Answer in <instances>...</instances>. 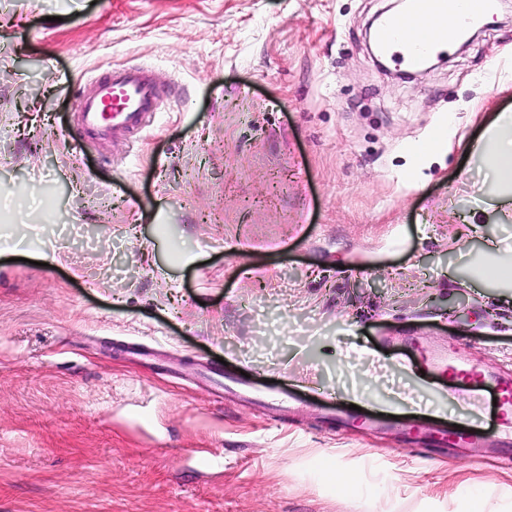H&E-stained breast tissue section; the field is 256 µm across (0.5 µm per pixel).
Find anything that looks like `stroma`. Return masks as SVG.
Wrapping results in <instances>:
<instances>
[{"label":"stroma","instance_id":"1","mask_svg":"<svg viewBox=\"0 0 512 512\" xmlns=\"http://www.w3.org/2000/svg\"><path fill=\"white\" fill-rule=\"evenodd\" d=\"M389 3L0 0V512H512L500 390L437 368L512 381V5L402 79ZM124 66L159 114L90 140ZM92 87L76 98L78 122L89 132L121 138L154 122L160 95L141 69L117 71L112 80L96 79ZM111 99L112 113L105 116V104ZM487 168L503 212L512 209V114L503 112L472 150Z\"/></svg>","mask_w":512,"mask_h":512}]
</instances>
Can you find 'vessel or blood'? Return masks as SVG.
<instances>
[{
	"mask_svg": "<svg viewBox=\"0 0 512 512\" xmlns=\"http://www.w3.org/2000/svg\"><path fill=\"white\" fill-rule=\"evenodd\" d=\"M490 5L491 0H412L408 12L387 17L379 24L375 39L384 52L396 53L400 64L414 69L448 41L447 33L415 29L414 16L455 11L474 20ZM159 106L155 86L138 68L117 71L108 80H95L91 90L76 98L79 124L93 134L116 138L150 126Z\"/></svg>",
	"mask_w": 512,
	"mask_h": 512,
	"instance_id": "1",
	"label": "vessel or blood"
}]
</instances>
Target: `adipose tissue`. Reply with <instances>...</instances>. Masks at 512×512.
Masks as SVG:
<instances>
[{
  "label": "adipose tissue",
  "mask_w": 512,
  "mask_h": 512,
  "mask_svg": "<svg viewBox=\"0 0 512 512\" xmlns=\"http://www.w3.org/2000/svg\"><path fill=\"white\" fill-rule=\"evenodd\" d=\"M473 153L487 168L500 208L512 209V114L500 115L486 135L479 140Z\"/></svg>",
  "instance_id": "1"
}]
</instances>
